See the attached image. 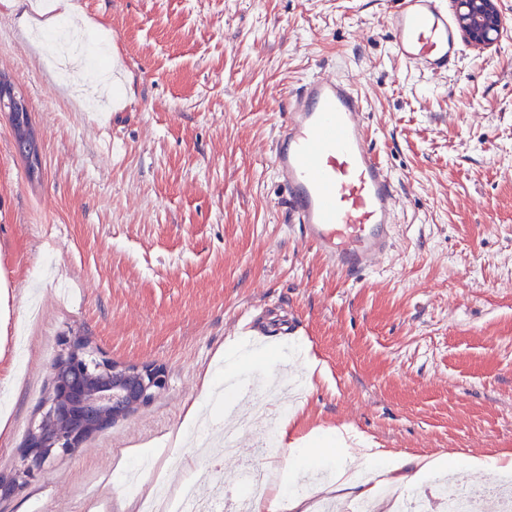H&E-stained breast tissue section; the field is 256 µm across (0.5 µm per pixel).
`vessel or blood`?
Listing matches in <instances>:
<instances>
[{"label": "vessel or blood", "mask_w": 512, "mask_h": 512, "mask_svg": "<svg viewBox=\"0 0 512 512\" xmlns=\"http://www.w3.org/2000/svg\"><path fill=\"white\" fill-rule=\"evenodd\" d=\"M395 55L437 74L459 54L444 0H399L387 15ZM365 104L350 80H309L279 124L272 167L303 235L336 268L362 274L391 248L395 187L371 147Z\"/></svg>", "instance_id": "1"}]
</instances>
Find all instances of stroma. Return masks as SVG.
I'll use <instances>...</instances> for the list:
<instances>
[{
	"instance_id": "35a3bbf8",
	"label": "stroma",
	"mask_w": 512,
	"mask_h": 512,
	"mask_svg": "<svg viewBox=\"0 0 512 512\" xmlns=\"http://www.w3.org/2000/svg\"><path fill=\"white\" fill-rule=\"evenodd\" d=\"M36 2L23 26L0 0V75L42 162L30 181L0 111V474L61 337L163 367L168 385L0 512H138L123 478L149 454L169 482L192 456L199 492L216 469L233 490L263 444L296 493L332 476L340 435L450 459L460 487L511 481L466 464L512 453V0L498 42L462 43L438 75L394 56L390 0ZM67 10L86 25L61 26ZM85 42L117 54L120 90L72 69ZM318 75L353 81L398 193L394 246L356 277L289 222L271 163L289 95ZM233 342L268 346V388L287 377L277 421L267 391L244 415L209 396ZM201 419L236 427L235 454L215 456L218 431L196 439Z\"/></svg>"
}]
</instances>
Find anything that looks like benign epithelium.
<instances>
[{
  "instance_id": "7a95c632",
  "label": "benign epithelium",
  "mask_w": 512,
  "mask_h": 512,
  "mask_svg": "<svg viewBox=\"0 0 512 512\" xmlns=\"http://www.w3.org/2000/svg\"><path fill=\"white\" fill-rule=\"evenodd\" d=\"M457 17L464 37L479 49L495 44L502 33L496 0H457ZM166 387L160 366L116 363L86 336L63 337L51 366L50 391L26 436V451L13 472L0 475V500L14 496L52 460L73 454L86 439Z\"/></svg>"
}]
</instances>
